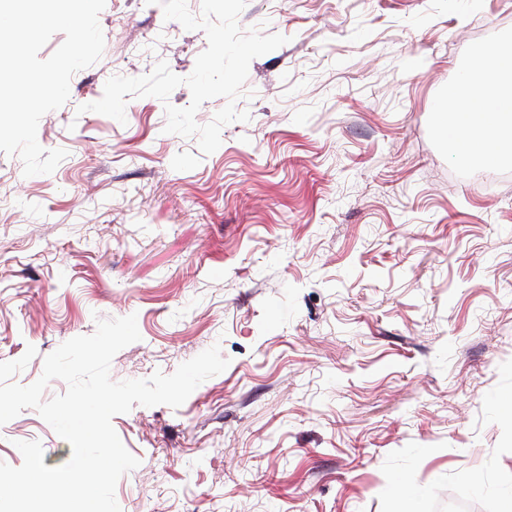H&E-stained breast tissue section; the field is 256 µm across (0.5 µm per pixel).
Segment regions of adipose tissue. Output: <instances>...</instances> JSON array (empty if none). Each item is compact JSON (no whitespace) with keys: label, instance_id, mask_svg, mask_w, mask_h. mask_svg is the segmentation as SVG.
I'll use <instances>...</instances> for the list:
<instances>
[{"label":"adipose tissue","instance_id":"ef3b65f1","mask_svg":"<svg viewBox=\"0 0 512 512\" xmlns=\"http://www.w3.org/2000/svg\"><path fill=\"white\" fill-rule=\"evenodd\" d=\"M439 109L459 130L449 146L463 163L490 170L512 158V67L504 65L498 48L475 54Z\"/></svg>","mask_w":512,"mask_h":512}]
</instances>
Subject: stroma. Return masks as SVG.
Returning <instances> with one entry per match:
<instances>
[{"label": "stroma", "instance_id": "stroma-1", "mask_svg": "<svg viewBox=\"0 0 512 512\" xmlns=\"http://www.w3.org/2000/svg\"><path fill=\"white\" fill-rule=\"evenodd\" d=\"M238 22L288 41L206 155L163 131L184 85L122 123L78 113L115 75L189 76L208 45L153 0H106L102 56L39 122L66 158L27 177L0 152V362L34 345L31 384L99 316L137 317L117 382L219 345L229 366L182 406L113 418L140 461L121 512H394L396 477L421 512H491L512 491V162L477 177L438 104L476 50L512 53V0H248ZM29 440L71 457L26 409L0 462Z\"/></svg>", "mask_w": 512, "mask_h": 512}]
</instances>
